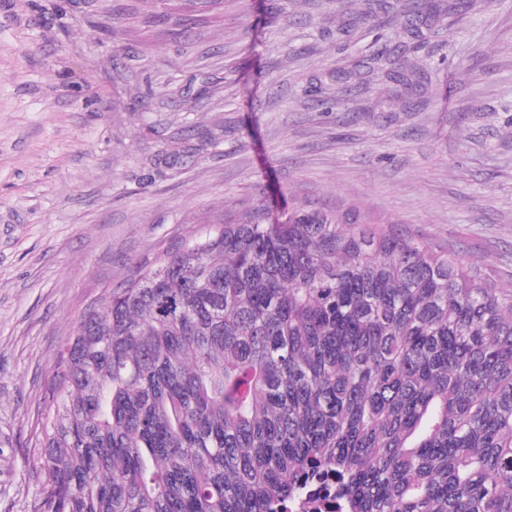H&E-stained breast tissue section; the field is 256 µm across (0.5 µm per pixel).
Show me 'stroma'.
Listing matches in <instances>:
<instances>
[{"label":"stroma","mask_w":512,"mask_h":512,"mask_svg":"<svg viewBox=\"0 0 512 512\" xmlns=\"http://www.w3.org/2000/svg\"><path fill=\"white\" fill-rule=\"evenodd\" d=\"M448 4L407 93L323 78L401 50L368 0H0V512L81 312L224 214L355 203L512 285V0Z\"/></svg>","instance_id":"1"}]
</instances>
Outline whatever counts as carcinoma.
<instances>
[{
	"mask_svg": "<svg viewBox=\"0 0 512 512\" xmlns=\"http://www.w3.org/2000/svg\"><path fill=\"white\" fill-rule=\"evenodd\" d=\"M448 0H396L385 24ZM409 88L416 63L368 55ZM91 302L55 353L34 512H512V289L360 211L260 203ZM292 512H334L336 510V480L325 475L316 481L315 487L307 490L292 504Z\"/></svg>",
	"mask_w": 512,
	"mask_h": 512,
	"instance_id": "carcinoma-1",
	"label": "carcinoma"
}]
</instances>
